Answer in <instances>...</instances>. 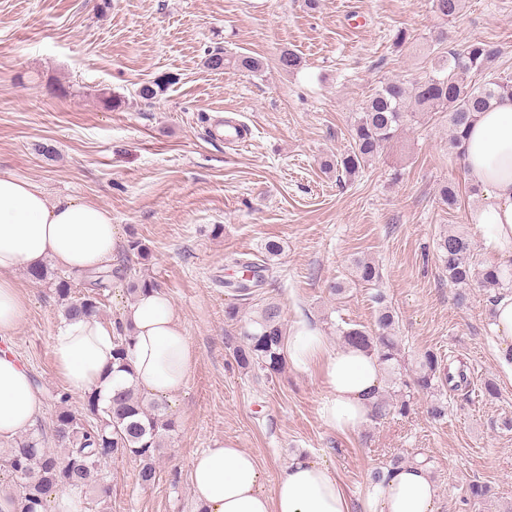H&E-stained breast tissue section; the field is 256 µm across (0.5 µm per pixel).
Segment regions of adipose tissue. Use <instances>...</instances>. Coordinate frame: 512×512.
<instances>
[{
  "label": "adipose tissue",
  "instance_id": "obj_1",
  "mask_svg": "<svg viewBox=\"0 0 512 512\" xmlns=\"http://www.w3.org/2000/svg\"><path fill=\"white\" fill-rule=\"evenodd\" d=\"M463 173L479 194L468 220L479 228L502 267L512 266V98L477 113L468 128ZM120 235L110 211L76 198L49 200L36 183L0 173V335L14 332L27 311L15 275L53 262L74 273L101 270L117 258ZM130 338L127 370H114L115 330L97 318L65 319L51 341L57 375L73 392L135 384L168 396L186 384L195 359L171 300L156 290L139 293L123 311ZM298 368L321 360L325 394L319 416L338 432L357 431L368 419L382 383L378 359L355 348L330 349L323 332L298 323L288 338ZM44 414L30 375L0 350V444L30 430ZM189 480L202 512H350L333 470L294 458L275 486L254 454L215 445L191 461ZM438 488L426 467L408 464L369 487L363 512H437Z\"/></svg>",
  "mask_w": 512,
  "mask_h": 512
}]
</instances>
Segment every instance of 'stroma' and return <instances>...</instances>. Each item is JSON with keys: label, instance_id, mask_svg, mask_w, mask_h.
Instances as JSON below:
<instances>
[{"label": "stroma", "instance_id": "stroma-1", "mask_svg": "<svg viewBox=\"0 0 512 512\" xmlns=\"http://www.w3.org/2000/svg\"><path fill=\"white\" fill-rule=\"evenodd\" d=\"M401 30L416 46L396 47ZM441 31L452 46L497 44L512 74V0H466L449 21L433 0H318L313 9L305 0H0V173L35 182L50 199L110 210L122 241L142 240L151 256L120 250L127 278L102 291L101 320L118 321L132 301L129 279L146 277L196 351L185 387L162 401L175 429L155 483L139 484L138 459H109V490L83 512H200L190 463L224 442L253 453L272 484L296 455L327 463L351 512H362L373 468L417 453L430 460L439 512H512V372L500 363L489 295L473 289L458 302L436 258L439 235L456 227L477 261H498L467 219L475 197L448 152L446 117L408 123L353 181L323 167L347 149L354 114L381 81L430 72L428 47ZM285 49L301 57L299 70L280 68ZM216 51L262 68L211 70L205 60ZM145 85L156 86L153 99L140 96ZM224 110L253 131L248 148L213 139ZM449 180L462 190L453 209L437 200ZM270 240L281 245L272 278L227 320L224 282L243 274L231 257L262 256ZM358 258L381 269L406 362L431 350L467 374L469 389L446 391L442 420L419 395L406 415L339 433L318 413L321 362L275 375L234 362L228 336L271 301L287 327L317 324L334 348L339 327H373L372 289L353 279ZM18 280L27 314L0 349L82 411L85 393L67 392L51 356L58 298L29 274ZM339 282L347 292L332 294ZM489 379L497 398L482 392ZM473 482L489 486L485 499L469 496Z\"/></svg>", "mask_w": 512, "mask_h": 512}]
</instances>
